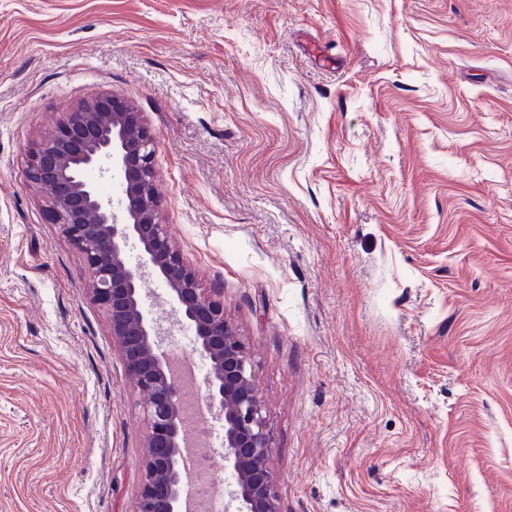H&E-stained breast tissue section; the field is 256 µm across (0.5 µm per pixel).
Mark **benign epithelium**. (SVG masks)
Instances as JSON below:
<instances>
[{"instance_id":"1","label":"benign epithelium","mask_w":512,"mask_h":512,"mask_svg":"<svg viewBox=\"0 0 512 512\" xmlns=\"http://www.w3.org/2000/svg\"><path fill=\"white\" fill-rule=\"evenodd\" d=\"M156 142L141 113L125 98L98 94L62 114L53 132L26 160L28 181L46 190L48 211L82 255L95 301L135 386L147 396L148 432L136 512H186L183 423L187 383L174 354L161 348L159 328L144 308L140 282L154 272L169 289L180 320L210 363L205 400L224 416L225 493L237 503L225 512H279L269 466L273 433L258 393L252 355L224 316V303L204 293L162 223L156 186ZM115 171L117 202L103 199L88 174ZM142 261L125 258L129 241Z\"/></svg>"}]
</instances>
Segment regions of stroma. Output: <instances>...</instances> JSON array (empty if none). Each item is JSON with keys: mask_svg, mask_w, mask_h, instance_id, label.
Here are the masks:
<instances>
[{"mask_svg": "<svg viewBox=\"0 0 512 512\" xmlns=\"http://www.w3.org/2000/svg\"><path fill=\"white\" fill-rule=\"evenodd\" d=\"M128 99L259 365L280 512H512V0H0V512H134L147 431L25 160Z\"/></svg>", "mask_w": 512, "mask_h": 512, "instance_id": "35a3bbf8", "label": "stroma"}]
</instances>
